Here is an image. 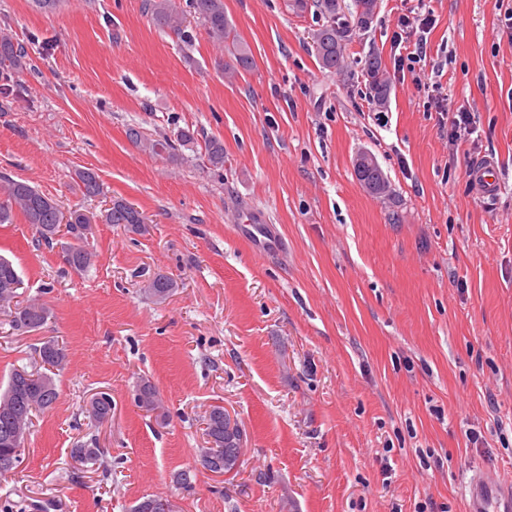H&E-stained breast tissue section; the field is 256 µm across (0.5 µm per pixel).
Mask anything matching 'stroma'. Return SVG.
<instances>
[{"instance_id":"obj_1","label":"stroma","mask_w":512,"mask_h":512,"mask_svg":"<svg viewBox=\"0 0 512 512\" xmlns=\"http://www.w3.org/2000/svg\"><path fill=\"white\" fill-rule=\"evenodd\" d=\"M146 0H0V28L29 55L0 67V189L24 181L62 210L96 215L114 196L150 219L144 235L96 224L95 262L76 272L22 219L0 225L20 301L51 316L21 333L0 311V391L53 338L68 353L55 406L35 415L23 461L0 474V512H132L149 495L176 512H464L479 469L512 474V29L494 0H380L342 69L321 68L313 11L294 0H224L250 70L225 78L228 48L198 31L183 58ZM432 10L427 57L394 68L399 15ZM382 60L377 110L363 64ZM473 115L451 139L429 88ZM179 127L224 142L177 158L144 152L128 127ZM372 152L389 181L367 193L353 171ZM499 181L479 194L471 159ZM99 175L86 196L77 170ZM263 212L286 249L263 255L236 228ZM163 273L179 287L143 292ZM153 384L165 417L137 407ZM109 393L99 424L85 405ZM221 405L243 435L234 472L204 470L202 421ZM97 445L75 468L72 449ZM189 472L183 489L175 473ZM179 287L177 281L164 274H156L147 281L143 288L144 294L156 303H163Z\"/></svg>"}]
</instances>
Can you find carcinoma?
<instances>
[{"mask_svg": "<svg viewBox=\"0 0 512 512\" xmlns=\"http://www.w3.org/2000/svg\"><path fill=\"white\" fill-rule=\"evenodd\" d=\"M366 0H353L354 22L341 17L339 0H295L298 9L306 11L310 8L320 15L323 23L311 33V41L316 57L325 70L336 71L344 66L346 41L352 33L366 28L369 15L360 10ZM147 13L152 23L164 31L177 36L185 48L186 62H194L190 52L195 43L192 32L188 31L191 21L188 16L197 18L212 42L222 45L229 38L230 23L224 12V0H187V8L177 4V0H148ZM233 60L222 65L226 74H237L247 71L254 64L250 49L237 44L232 51ZM28 53L22 43L13 36L0 30V64L22 71L27 68ZM363 70L368 78L369 92L376 107L384 109L388 103V84L383 77L380 59L371 55L365 59ZM128 138L144 151L154 154L175 156L178 147L187 146L198 140V132L190 127H179L177 130L159 137H152L136 127L127 131ZM204 157L209 169L221 171L224 168V143L217 137L205 140ZM83 185L86 195L92 197L101 193V184L97 173L92 169L76 172ZM21 215L24 222L35 231L37 241L53 243L60 236L72 238V242L63 248L64 259L68 266L77 271L88 268L95 257L87 245V237L91 230L92 220L101 224H123L133 234L144 235L148 232V217L143 211L129 201L114 197L110 199L97 217H90L78 210L64 214L57 201L41 192L36 187L22 181L6 180L4 198L0 199V224L14 223L15 216ZM22 279L14 263L0 256V308L8 310L9 325L16 331H31L42 327L49 318V310L44 304L29 300L26 303L17 301ZM179 288L177 281L167 275L157 274L147 281L143 293L156 303H163ZM42 366L58 371L64 369L67 353L62 345L55 340H46L39 347ZM59 392L52 375L37 369L12 370L7 387L0 393V406L14 404L18 408V417L25 425L32 424L33 414L44 412L57 402ZM135 403L147 411L159 408L160 399L156 388L148 383H141L135 392ZM86 412L90 419L103 422L112 415V397L107 393L94 396ZM12 422L0 414V463L13 468L21 463V454L15 447L1 444L3 436L9 431ZM206 437L212 439L210 447L212 457L218 464L211 468L213 472L231 473L238 466L236 448L239 447L240 434L237 425L231 422L230 416L224 414V407L214 405L205 418ZM104 454L102 448H74L71 458L78 465H86L99 460Z\"/></svg>", "mask_w": 512, "mask_h": 512, "instance_id": "1", "label": "carcinoma"}]
</instances>
